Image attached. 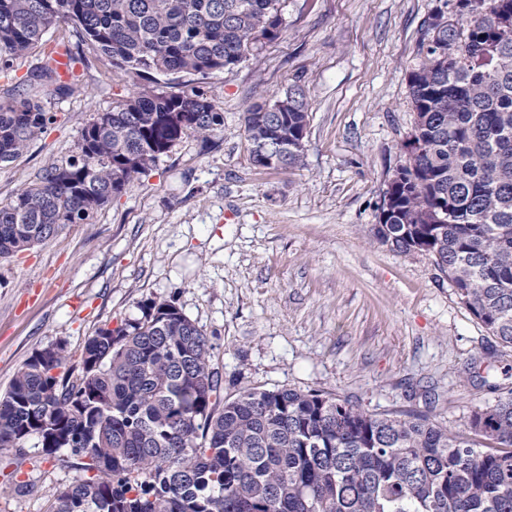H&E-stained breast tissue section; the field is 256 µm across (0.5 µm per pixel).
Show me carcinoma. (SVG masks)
Returning <instances> with one entry per match:
<instances>
[{
	"mask_svg": "<svg viewBox=\"0 0 512 512\" xmlns=\"http://www.w3.org/2000/svg\"><path fill=\"white\" fill-rule=\"evenodd\" d=\"M282 0H0V77L34 53L27 87L0 97V164L78 91L54 56L99 62L130 90L82 129L70 155L0 205V258L93 218L183 138L224 132V113L179 79L231 71L283 30ZM69 24L78 39L49 41ZM406 166L384 195L376 239L424 253L459 300L512 347V0H453L424 21L408 74ZM244 112L255 167L304 165L309 102L290 89ZM101 327L81 372L34 352L0 396V451L31 439L94 475L49 512H512V391L451 430L418 412L380 416L319 390L224 395L204 332L169 300Z\"/></svg>",
	"mask_w": 512,
	"mask_h": 512,
	"instance_id": "cac0c4a2",
	"label": "carcinoma"
}]
</instances>
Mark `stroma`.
I'll return each mask as SVG.
<instances>
[{
    "mask_svg": "<svg viewBox=\"0 0 512 512\" xmlns=\"http://www.w3.org/2000/svg\"><path fill=\"white\" fill-rule=\"evenodd\" d=\"M445 0H284V30L204 86L224 132L189 138L83 224L0 259V393L34 352L65 343L67 370L103 326L174 301L208 337L225 394L262 386L322 390L379 415L417 410L456 428L512 389L487 369L499 346L422 253L374 237L379 206L412 131L407 74L424 21ZM302 87L305 161L291 172L250 161L243 115ZM128 89L84 69L56 120L0 166V203L73 149L84 125ZM77 458L27 445L0 452V512H48L82 478Z\"/></svg>",
    "mask_w": 512,
    "mask_h": 512,
    "instance_id": "obj_1",
    "label": "stroma"
}]
</instances>
